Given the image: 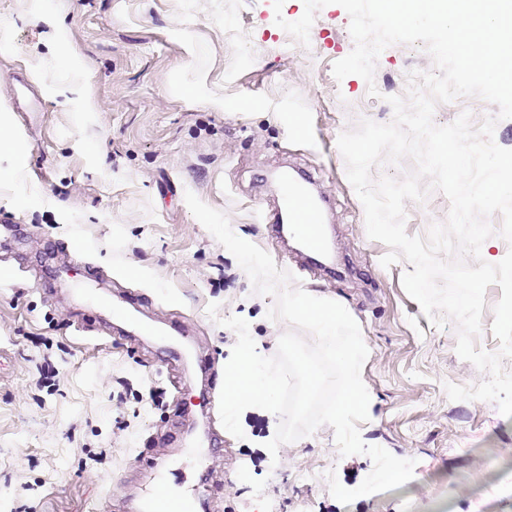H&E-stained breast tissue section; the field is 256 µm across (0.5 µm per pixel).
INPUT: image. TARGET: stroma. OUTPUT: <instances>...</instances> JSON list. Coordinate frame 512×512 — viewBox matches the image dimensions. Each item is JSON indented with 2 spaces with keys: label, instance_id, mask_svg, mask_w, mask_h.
I'll list each match as a JSON object with an SVG mask.
<instances>
[{
  "label": "stroma",
  "instance_id": "stroma-1",
  "mask_svg": "<svg viewBox=\"0 0 512 512\" xmlns=\"http://www.w3.org/2000/svg\"><path fill=\"white\" fill-rule=\"evenodd\" d=\"M273 0H6L0 8V500L8 512H138L141 490L178 470L173 491L208 512H512V417L495 403L453 401L445 383L484 374L405 291L406 261L383 267L337 139L360 119H393L406 76L433 70L421 45H392L376 66L378 94L334 62L354 47L350 17L321 8L309 46L275 25ZM69 48L56 52L57 41ZM98 103L87 111V100ZM262 109H250L252 100ZM312 176L329 197L326 223L349 272L303 269L260 216L278 204L275 174ZM193 192L226 214L295 285L342 302L371 346L362 369L369 419L362 439L415 462L395 489L344 505L372 471L340 456L334 430L280 446L279 418L241 416L244 439L221 424L223 371L239 316L265 356L290 326L269 319L235 257L192 215ZM441 192L406 204L407 234L445 222ZM158 329H116L123 298ZM218 304L210 317L209 304ZM205 457L193 465L182 449Z\"/></svg>",
  "mask_w": 512,
  "mask_h": 512
}]
</instances>
